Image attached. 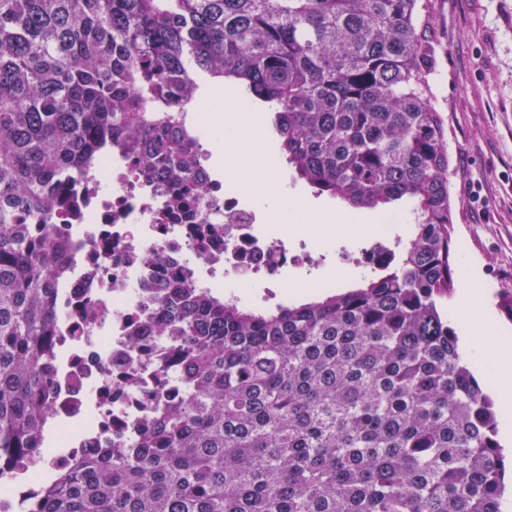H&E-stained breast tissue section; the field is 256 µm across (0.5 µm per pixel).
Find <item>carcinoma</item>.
Returning <instances> with one entry per match:
<instances>
[{
	"label": "carcinoma",
	"mask_w": 512,
	"mask_h": 512,
	"mask_svg": "<svg viewBox=\"0 0 512 512\" xmlns=\"http://www.w3.org/2000/svg\"><path fill=\"white\" fill-rule=\"evenodd\" d=\"M419 0H0V460L45 436L67 185L116 146L186 203L200 83L271 105L298 177L412 202L349 291L273 310L167 284L187 397L54 475L38 512H501L497 414L459 352L445 121Z\"/></svg>",
	"instance_id": "cac0c4a2"
}]
</instances>
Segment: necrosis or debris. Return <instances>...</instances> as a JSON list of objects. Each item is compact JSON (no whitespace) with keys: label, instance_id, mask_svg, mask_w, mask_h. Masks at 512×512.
<instances>
[{"label":"necrosis or debris","instance_id":"1","mask_svg":"<svg viewBox=\"0 0 512 512\" xmlns=\"http://www.w3.org/2000/svg\"><path fill=\"white\" fill-rule=\"evenodd\" d=\"M201 195L177 210L164 187L145 183L134 160L102 153L66 193L69 239L46 423L50 449L0 470V512H35L43 485L71 458L122 448L150 415L183 397L164 336H137L151 295L181 279L235 295L258 281L280 284L291 267L315 268L307 239L336 227L312 220L302 234L266 223L240 186L200 165Z\"/></svg>","mask_w":512,"mask_h":512}]
</instances>
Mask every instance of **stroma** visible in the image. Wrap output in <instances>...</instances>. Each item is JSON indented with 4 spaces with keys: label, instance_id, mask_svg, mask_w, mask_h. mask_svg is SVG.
Masks as SVG:
<instances>
[{
    "label": "stroma",
    "instance_id": "obj_1",
    "mask_svg": "<svg viewBox=\"0 0 512 512\" xmlns=\"http://www.w3.org/2000/svg\"><path fill=\"white\" fill-rule=\"evenodd\" d=\"M432 21L426 72L448 133L451 260L471 270L507 335L512 310V0H421ZM369 239L337 236L318 272L363 276ZM355 256L343 266L339 257Z\"/></svg>",
    "mask_w": 512,
    "mask_h": 512
}]
</instances>
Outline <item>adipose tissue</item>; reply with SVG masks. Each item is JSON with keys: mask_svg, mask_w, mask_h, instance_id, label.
<instances>
[{"mask_svg": "<svg viewBox=\"0 0 512 512\" xmlns=\"http://www.w3.org/2000/svg\"><path fill=\"white\" fill-rule=\"evenodd\" d=\"M213 125L224 130V171L243 190L267 205L271 220L287 223L288 207L279 188L277 168L262 140V122L232 99L209 100ZM481 292L471 274H463L455 318L462 333L460 344L478 366L489 369L487 383L504 409L501 436L512 439V338L502 333L493 314L480 305Z\"/></svg>", "mask_w": 512, "mask_h": 512, "instance_id": "adipose-tissue-1", "label": "adipose tissue"}]
</instances>
